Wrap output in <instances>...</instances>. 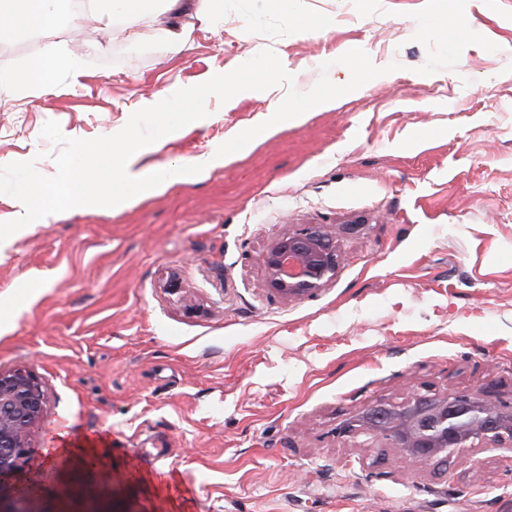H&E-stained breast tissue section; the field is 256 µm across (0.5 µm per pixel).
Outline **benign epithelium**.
I'll return each instance as SVG.
<instances>
[{
    "label": "benign epithelium",
    "instance_id": "1",
    "mask_svg": "<svg viewBox=\"0 0 512 512\" xmlns=\"http://www.w3.org/2000/svg\"><path fill=\"white\" fill-rule=\"evenodd\" d=\"M262 262L268 292L286 300L304 299L336 279V234L323 224H299L268 242ZM45 409V391L31 371L0 372V479L30 461L29 431ZM339 431L382 439L425 461L448 459L468 448L511 453L512 396L490 403L481 390H426L404 404L371 407L344 421ZM0 512H30L29 501L0 487Z\"/></svg>",
    "mask_w": 512,
    "mask_h": 512
}]
</instances>
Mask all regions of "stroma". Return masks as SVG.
<instances>
[{"label": "stroma", "mask_w": 512, "mask_h": 512, "mask_svg": "<svg viewBox=\"0 0 512 512\" xmlns=\"http://www.w3.org/2000/svg\"><path fill=\"white\" fill-rule=\"evenodd\" d=\"M182 51L104 39L92 15L0 44V69L59 44L75 80L0 87V165L57 172L70 138L120 131L176 90L273 50L309 91L360 48L400 63L282 122L205 177L112 208L47 216L0 242V371L47 397L29 434L51 471L44 512L90 489L117 512H512V454L453 463L337 434L416 389L512 392V0H220ZM453 14L457 35L442 17ZM288 87L209 98L208 117L147 147L151 174L194 164L265 121ZM295 224L334 228L317 295L267 292L262 253ZM179 293L163 284L169 272ZM96 449L99 468L81 472Z\"/></svg>", "instance_id": "1"}]
</instances>
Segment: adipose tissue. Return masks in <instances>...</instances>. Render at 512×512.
I'll list each match as a JSON object with an SVG mask.
<instances>
[{"label":"adipose tissue","mask_w":512,"mask_h":512,"mask_svg":"<svg viewBox=\"0 0 512 512\" xmlns=\"http://www.w3.org/2000/svg\"><path fill=\"white\" fill-rule=\"evenodd\" d=\"M156 0H95L94 11L103 29H111L115 18H122L121 29L126 41L143 42L163 36L172 52L183 47L184 31L178 16L191 14L202 21L218 18L215 0H169L168 9L174 23L155 27ZM72 0H0V42H9L33 32L46 31L70 22ZM79 63L56 44H47L32 67L23 73L0 70V86H28L41 89L55 87Z\"/></svg>","instance_id":"ef3b65f1"}]
</instances>
